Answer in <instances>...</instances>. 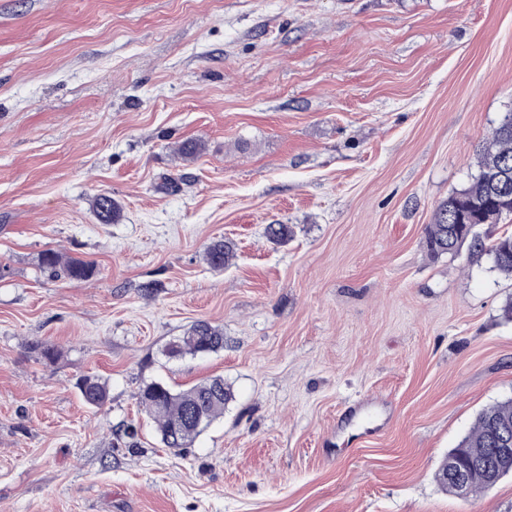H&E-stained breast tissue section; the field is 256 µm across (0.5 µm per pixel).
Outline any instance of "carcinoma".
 I'll use <instances>...</instances> for the list:
<instances>
[{
    "instance_id": "obj_1",
    "label": "carcinoma",
    "mask_w": 512,
    "mask_h": 512,
    "mask_svg": "<svg viewBox=\"0 0 512 512\" xmlns=\"http://www.w3.org/2000/svg\"><path fill=\"white\" fill-rule=\"evenodd\" d=\"M96 210L103 223H110L118 207L112 197L100 194ZM512 219V113H506L490 138L477 154V174L470 185L456 190L435 207L432 223L426 229V247L431 255H457L467 250L471 257H488L492 268L512 277V232L494 234L492 227ZM293 235L287 224H268L264 228L267 242L280 245ZM235 257L230 243L219 241L207 248L209 265L217 270L229 266ZM42 267L50 273L62 269L75 281L93 275L90 265L63 261L58 253H43ZM224 348V329L200 320L182 336L170 342L165 354L170 358L187 355L203 356ZM83 401L102 407L108 398L106 383L87 376L78 384ZM230 384L222 377L203 380L192 387L174 391L163 382H151L137 393L139 405L156 424L166 448L181 452L192 447L196 438L233 400ZM454 461L465 475L466 490L448 472V461ZM512 473V399L482 409L471 430L448 450L435 479L440 488L458 498L466 499L478 490L493 488L504 476Z\"/></svg>"
}]
</instances>
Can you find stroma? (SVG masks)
Wrapping results in <instances>:
<instances>
[{
    "label": "stroma",
    "instance_id": "stroma-1",
    "mask_svg": "<svg viewBox=\"0 0 512 512\" xmlns=\"http://www.w3.org/2000/svg\"><path fill=\"white\" fill-rule=\"evenodd\" d=\"M509 111L512 0H0V512H512L435 481L512 398V279L424 245ZM199 320L223 350L162 355ZM215 376L165 448L139 388ZM234 257V249L226 241L213 243L207 248V260L213 269L222 270L228 267ZM41 264L44 269L52 274H55L57 269L62 266V270L70 280L84 281L93 275V269L90 265L78 260L63 262L59 254L52 250L43 253ZM83 401L92 407H102L108 398V389L105 382L97 377L87 376L78 384Z\"/></svg>",
    "mask_w": 512,
    "mask_h": 512
}]
</instances>
